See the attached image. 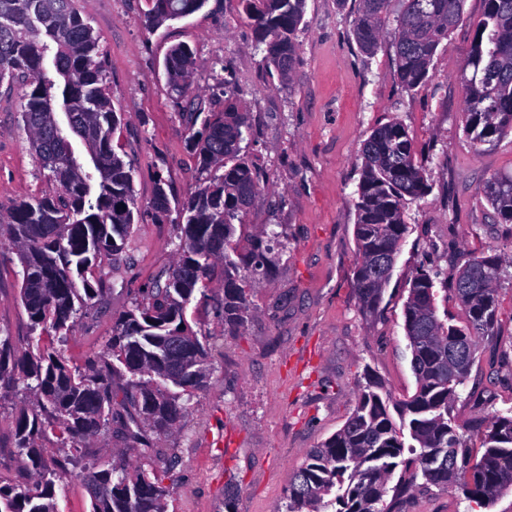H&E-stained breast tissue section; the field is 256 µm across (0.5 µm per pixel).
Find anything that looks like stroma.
<instances>
[{
    "instance_id": "1",
    "label": "stroma",
    "mask_w": 512,
    "mask_h": 512,
    "mask_svg": "<svg viewBox=\"0 0 512 512\" xmlns=\"http://www.w3.org/2000/svg\"><path fill=\"white\" fill-rule=\"evenodd\" d=\"M100 39L112 104L122 114L113 145L133 167L145 214L121 254L105 266L114 287L88 307L64 350L70 363L101 351L112 323L130 307L133 291L176 258L171 223L148 216L155 175L183 198L196 186L188 131L169 94L163 60L186 42L196 52V92L213 95L223 77L251 123L247 151L265 189L245 221L279 234L273 272L251 297L253 318L228 334L213 313L192 328L210 336L208 376L194 390L178 431L151 437L132 460L167 468L168 512H283L295 469L338 431L357 394L375 378L394 398L416 390L403 328L408 282L431 260L443 274L466 255L493 248L512 257V224L498 223L481 190L490 178L512 176V132L474 146L464 131V93L458 75L484 0H464L459 24L438 46L423 90L404 89L397 75L393 33L374 54L353 36L359 0H307L298 62L289 81L271 72L255 47L240 0H206L188 18L147 29L145 0H76ZM25 77L0 84V207L47 190L36 174L30 138L20 116ZM409 131L430 193L405 213L408 233L378 318L362 315L352 288L358 252L354 202L361 145L389 120ZM20 263L0 250V330L18 351L32 346L19 301ZM499 323L479 344L477 361L454 408L458 424L489 411L512 409V284L498 288ZM17 393L0 401V477L23 471L11 429L19 408H35ZM458 491L417 488L403 512H471Z\"/></svg>"
}]
</instances>
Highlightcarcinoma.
<instances>
[{
	"instance_id": "cac0c4a2",
	"label": "carcinoma",
	"mask_w": 512,
	"mask_h": 512,
	"mask_svg": "<svg viewBox=\"0 0 512 512\" xmlns=\"http://www.w3.org/2000/svg\"><path fill=\"white\" fill-rule=\"evenodd\" d=\"M144 25L189 16L206 0H147ZM394 35L398 78L417 91L442 39L459 23L464 0H402ZM459 81L464 89V131L477 147L512 131V0H484ZM255 29L256 46L278 76H291L298 59L307 0H242ZM388 0H360L354 36L367 53L378 50L389 23ZM195 51L172 45L164 58L170 91L196 157L198 184L178 201L167 180L154 179L150 209L171 221L177 259L137 289L131 307L112 324L106 349L69 365L62 346L83 309L108 292L101 266L119 254L142 214L133 170L114 149L122 114L112 106L98 36L75 0H0V82L28 77L20 101L37 170L52 189L0 209V240L17 251L20 300L36 351L16 354L0 335V392L23 389L38 410H20L14 447L27 477L0 480V512H54L56 487L73 477L71 458L48 452L82 451L110 423L138 443L142 428L161 436L176 431L187 412L183 393L205 383L209 337L192 329L187 307L201 303L224 315V330L239 333L252 318L257 277L273 266L276 233L252 235L238 251L244 217L263 189L259 169L242 143L250 133L247 113L231 91L224 109L195 93ZM79 139L86 156L75 153ZM354 239L359 261L353 288L362 313H379L408 231L406 207L430 185L415 159L408 130L397 121L371 131L361 149ZM482 192L499 223L512 224V176L496 177ZM504 256L489 249L469 256L449 279L421 268L409 280L404 329L416 392L404 402L374 382L360 393L345 424L314 450L293 476L286 512H400L419 485L458 490L488 509L512 490V411L481 427L482 450L458 430L453 405L476 363L478 340L498 323L497 290L508 274ZM224 288L222 303L208 302L211 285ZM463 308L460 327L439 316L438 290ZM400 422H395L391 411ZM90 512H167L166 471L124 462L79 474Z\"/></svg>"
}]
</instances>
